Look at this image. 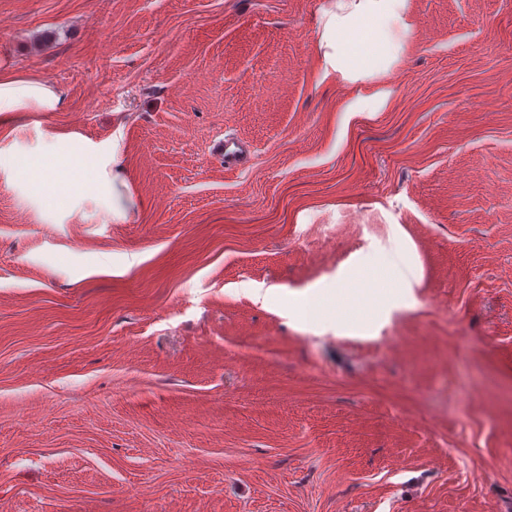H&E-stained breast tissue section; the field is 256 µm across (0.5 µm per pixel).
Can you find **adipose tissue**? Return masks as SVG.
<instances>
[{"mask_svg":"<svg viewBox=\"0 0 512 512\" xmlns=\"http://www.w3.org/2000/svg\"><path fill=\"white\" fill-rule=\"evenodd\" d=\"M414 28L410 0H326L316 18L315 42L323 78L362 86L390 74L399 65ZM64 106V95L52 85L0 70V117L14 112H58ZM13 164L48 198L57 195L54 169L71 167L81 188L111 200L113 219H125L132 203L116 190L119 175L108 174L90 161L78 142L65 154L49 157L32 150ZM413 278V254L399 241L386 250L383 265H376L370 254L355 255L337 270L335 285L317 282L307 292L335 312L337 336L371 339L395 312L414 305Z\"/></svg>","mask_w":512,"mask_h":512,"instance_id":"adipose-tissue-1","label":"adipose tissue"}]
</instances>
